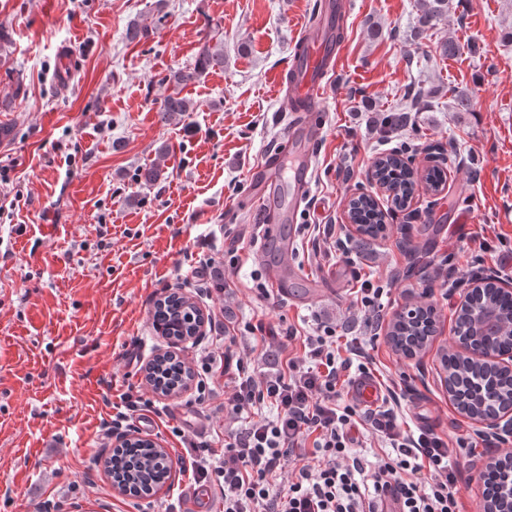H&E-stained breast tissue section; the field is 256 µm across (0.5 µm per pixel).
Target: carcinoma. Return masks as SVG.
Here are the masks:
<instances>
[{
    "label": "carcinoma",
    "mask_w": 512,
    "mask_h": 512,
    "mask_svg": "<svg viewBox=\"0 0 512 512\" xmlns=\"http://www.w3.org/2000/svg\"><path fill=\"white\" fill-rule=\"evenodd\" d=\"M449 10V0H420L419 26L425 30L440 21ZM214 67H224V49L221 42L207 46L191 66L172 72L169 80L184 88L196 83L203 74ZM197 104L191 98L175 92L167 96L158 108L160 121L173 116L194 112ZM373 176L386 185L392 203L403 209L410 202L419 184L417 171L404 151L382 154L374 160ZM352 221L361 225L356 247L364 250L371 241L386 232V216L373 197L365 192L353 198L349 210ZM199 317L198 308L182 294H169L156 300L152 314L153 329L174 339L190 334L193 318ZM436 323L434 310L416 307V316L399 315L392 320L389 336L399 337L425 349V336ZM455 333L459 336H480L481 341L495 350L512 349V295L501 292L493 284L479 285L468 305L456 311ZM443 370L455 378L460 394L470 408L489 412L496 402L512 398V376L495 373L491 376L478 365L461 358L458 353L447 351L440 359ZM194 377L191 366L183 360L162 356L154 361L149 381L153 392L165 397L175 396ZM109 476L135 496L150 497L169 478L170 465L167 453L137 439L126 448H118L105 460Z\"/></svg>",
    "instance_id": "obj_1"
}]
</instances>
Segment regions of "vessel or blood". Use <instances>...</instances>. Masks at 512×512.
<instances>
[{"mask_svg": "<svg viewBox=\"0 0 512 512\" xmlns=\"http://www.w3.org/2000/svg\"><path fill=\"white\" fill-rule=\"evenodd\" d=\"M342 0H324L317 22L306 27L294 49L292 77L288 83V106L301 119L291 125L284 152L287 166L265 162L253 171L255 200L264 211L275 213L283 182H291L296 201H303L311 164V146L321 133L320 103L327 77L335 69L336 28L343 22ZM352 398L374 404L382 392L374 380H357L350 388Z\"/></svg>", "mask_w": 512, "mask_h": 512, "instance_id": "b4317fda", "label": "vessel or blood"}]
</instances>
